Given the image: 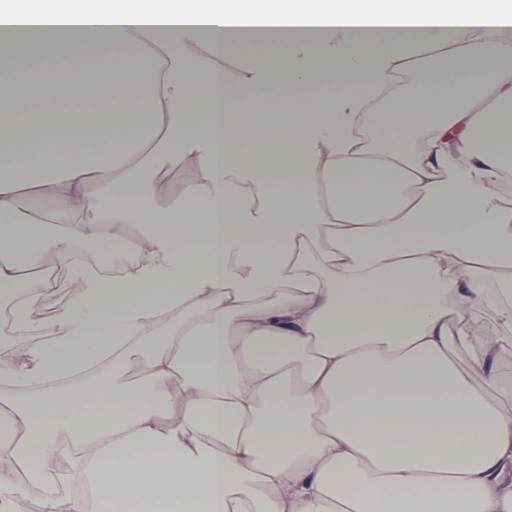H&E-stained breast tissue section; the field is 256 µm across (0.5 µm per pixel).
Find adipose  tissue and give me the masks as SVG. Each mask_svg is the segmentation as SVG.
I'll return each mask as SVG.
<instances>
[{"label":"adipose tissue","mask_w":512,"mask_h":512,"mask_svg":"<svg viewBox=\"0 0 512 512\" xmlns=\"http://www.w3.org/2000/svg\"><path fill=\"white\" fill-rule=\"evenodd\" d=\"M0 46V297L52 334L0 349V512L63 451L95 497L43 512H512V386L472 375L512 350V0H13ZM116 53L108 91L44 62ZM392 74L443 100L375 142Z\"/></svg>","instance_id":"1"}]
</instances>
